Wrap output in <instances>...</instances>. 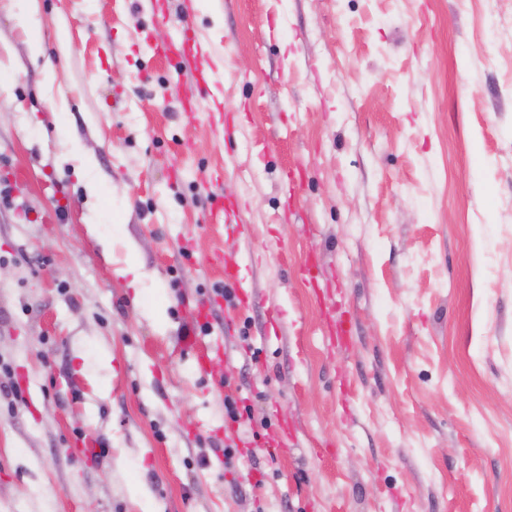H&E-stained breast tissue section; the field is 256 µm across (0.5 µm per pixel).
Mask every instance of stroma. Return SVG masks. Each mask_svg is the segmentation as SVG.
Wrapping results in <instances>:
<instances>
[{"label":"stroma","instance_id":"stroma-1","mask_svg":"<svg viewBox=\"0 0 512 512\" xmlns=\"http://www.w3.org/2000/svg\"><path fill=\"white\" fill-rule=\"evenodd\" d=\"M38 2L0 0V512H512V0ZM195 54L194 61L197 67V71L200 74L201 80L205 86H215L217 77V67L211 60L207 50L193 39Z\"/></svg>","mask_w":512,"mask_h":512}]
</instances>
